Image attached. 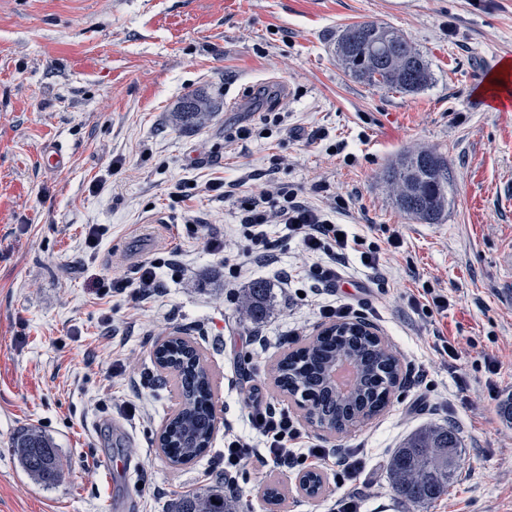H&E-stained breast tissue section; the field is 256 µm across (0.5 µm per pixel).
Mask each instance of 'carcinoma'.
<instances>
[{
    "mask_svg": "<svg viewBox=\"0 0 512 512\" xmlns=\"http://www.w3.org/2000/svg\"><path fill=\"white\" fill-rule=\"evenodd\" d=\"M336 52L345 71L372 86L400 93H416L432 82L428 60L398 31L375 21L347 26L337 40ZM209 107L194 93L185 94L180 112L187 122L201 118ZM403 215L423 224L440 222L448 207V160L431 150L403 154L384 174ZM271 288L257 281L242 299L245 319L259 323L269 310ZM155 363L174 380L179 406L166 421L163 454L174 466L187 464L206 452L216 424L213 377L202 354L181 336H168L154 350ZM358 369L353 388L342 392L327 375L340 362ZM276 385L295 397L310 395L317 406L309 423L330 433L347 432L355 416L382 412L400 378L399 360L376 333L363 323L343 332L336 328L312 336L300 348L277 362ZM459 440L448 425H423L401 442L391 456L389 480L408 504L417 506L448 493L459 467ZM11 447L24 471L34 481L51 485L64 473L53 439L36 428L19 432ZM173 512H241L240 500L222 490L182 498Z\"/></svg>",
    "mask_w": 512,
    "mask_h": 512,
    "instance_id": "obj_1",
    "label": "carcinoma"
}]
</instances>
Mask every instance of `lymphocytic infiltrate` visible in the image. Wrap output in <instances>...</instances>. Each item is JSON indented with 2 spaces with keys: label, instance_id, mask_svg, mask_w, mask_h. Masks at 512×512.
<instances>
[{
  "label": "lymphocytic infiltrate",
  "instance_id": "lymphocytic-infiltrate-1",
  "mask_svg": "<svg viewBox=\"0 0 512 512\" xmlns=\"http://www.w3.org/2000/svg\"><path fill=\"white\" fill-rule=\"evenodd\" d=\"M237 204L243 214L246 244L232 267L233 278L245 276L251 260L270 257L271 244L266 226L275 221L282 224L284 239L298 240L311 255L326 258V265L319 267L318 273L326 283H335L336 267L348 256V242L341 237L344 225L333 222L327 213L310 206L296 192L285 188L257 196H242ZM92 286L100 295L127 294L135 300L155 295L164 288L153 262L137 267L132 278L110 284L98 278L93 280ZM246 420L251 436L225 432L224 454L215 461V469L227 474L245 466L301 472L317 462L330 460L336 466V485L344 490L331 512H358L357 497L351 491L363 469L358 449L333 451L314 445L307 452H296L295 446L302 437L300 424L287 409L273 403L249 404Z\"/></svg>",
  "mask_w": 512,
  "mask_h": 512
}]
</instances>
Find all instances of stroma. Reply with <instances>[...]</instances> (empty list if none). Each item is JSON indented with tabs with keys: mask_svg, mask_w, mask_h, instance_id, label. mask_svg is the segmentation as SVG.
<instances>
[{
	"mask_svg": "<svg viewBox=\"0 0 512 512\" xmlns=\"http://www.w3.org/2000/svg\"><path fill=\"white\" fill-rule=\"evenodd\" d=\"M362 21L409 38L432 83L404 94L350 76L336 44ZM511 60L512 0H0V512H106L122 493L108 466L127 457L138 463V512H166L220 482L237 487L242 512H326L332 464L320 466L315 497L294 471L222 478L212 465L225 427L246 431V399L304 418L273 367L322 328L318 304L337 298L364 307L405 378L385 412L349 433L303 427L323 447L362 449V512H512V419L502 412L512 399V103L500 108L483 91ZM189 92L214 105L193 124L176 111ZM243 125L251 138L234 142ZM49 144L67 156L64 170L45 166ZM417 149L442 155L451 172L448 209L433 225L400 213L383 181ZM214 180L236 196L288 185L347 225L358 245L343 288H322L314 257L277 224L267 227L276 264L254 262L232 280L206 241L237 255L242 215L234 198L205 191ZM179 181L192 186L181 201ZM93 225L104 232L95 249ZM395 229L403 245L389 252ZM376 245L379 278L358 260ZM173 251L185 270H162L161 296L136 302L91 286L92 275L119 281ZM281 269L292 277L285 292ZM257 279L272 284L274 302L255 325L239 304ZM432 294L450 307L428 318L416 305ZM177 331L206 359L217 415L209 450L179 467L157 444L177 396L153 359ZM438 336L460 360L435 352ZM489 357L500 363L494 398ZM430 422L457 429L459 475L447 495L411 509L388 461ZM31 427L52 437L66 467L54 486L31 480L13 455V436Z\"/></svg>",
	"mask_w": 512,
	"mask_h": 512,
	"instance_id": "obj_1",
	"label": "stroma"
}]
</instances>
